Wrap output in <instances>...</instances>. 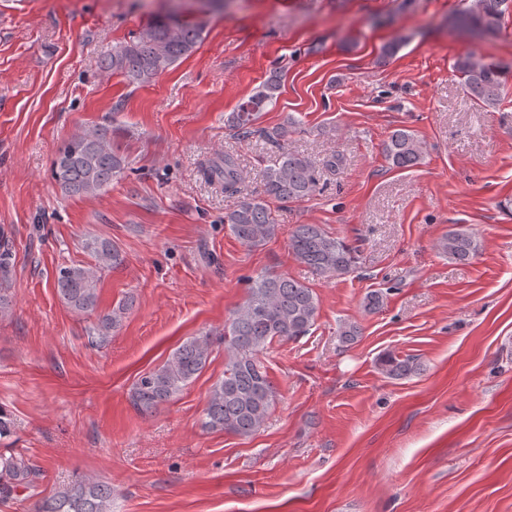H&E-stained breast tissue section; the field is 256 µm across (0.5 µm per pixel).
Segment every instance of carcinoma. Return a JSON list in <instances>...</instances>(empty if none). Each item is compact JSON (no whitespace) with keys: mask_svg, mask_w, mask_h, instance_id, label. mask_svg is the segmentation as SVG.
<instances>
[{"mask_svg":"<svg viewBox=\"0 0 512 512\" xmlns=\"http://www.w3.org/2000/svg\"><path fill=\"white\" fill-rule=\"evenodd\" d=\"M509 0H476L475 8L461 15L456 26L476 35L497 33ZM163 15L143 28L132 40L112 49L103 68L122 75L129 83L145 85L172 69L191 54L203 39V22H182L176 26ZM466 92L487 107L498 104L504 68L481 59L466 57L457 64ZM281 88L278 76L263 82L227 119L233 135L245 139L255 134L259 112L275 102ZM288 136L282 127L267 139L278 145L279 153L263 171V195L241 188V174L234 158L204 163L203 174L224 183L228 204L224 224L242 244L259 247L281 230L267 199L302 201L313 196L319 186V167L307 156L279 144ZM386 161L395 169H409L422 163L421 143L408 130L393 131L383 146ZM123 169L119 148L106 127H96L74 135L60 150L52 165V178L70 196L93 195L112 183ZM289 248L300 264L319 275L340 278L356 266V256L343 239L332 236L319 224H298L288 237ZM442 253L456 262L471 260L479 250L476 237L459 227L449 231L439 243ZM95 264L59 268L56 293L76 314H96L89 328L91 342L102 345L120 326L134 300L125 298L111 310L97 313L98 288L102 273L123 262L119 250L98 238L86 242ZM319 299L312 288L294 278L263 273L250 280L249 297L224 325V378L216 382L204 409L203 425L243 438L253 436L265 424L277 391L258 355L274 340L296 341L315 324ZM361 336L360 327L344 323L338 331L341 343L351 345ZM213 339L193 337L178 346L161 367L140 376L131 391L133 406L142 415L154 413L171 401L206 367ZM381 370L392 379H404L417 370L414 359L385 353L379 358ZM37 475L22 457L0 454V499H9L18 489L33 487ZM31 512H112V486L87 476L51 495L37 499Z\"/></svg>","mask_w":512,"mask_h":512,"instance_id":"cac0c4a2","label":"carcinoma"}]
</instances>
